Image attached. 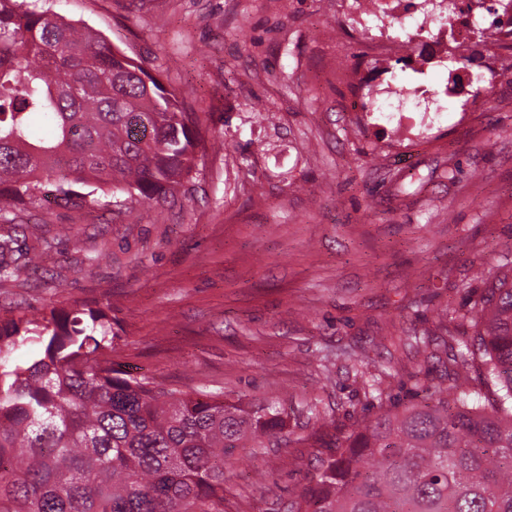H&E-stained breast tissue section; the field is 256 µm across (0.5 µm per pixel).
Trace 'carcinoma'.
<instances>
[{"mask_svg":"<svg viewBox=\"0 0 512 512\" xmlns=\"http://www.w3.org/2000/svg\"><path fill=\"white\" fill-rule=\"evenodd\" d=\"M93 29L26 0H0V198L33 203L45 186L82 207L74 184L154 200L203 148L200 118ZM41 126H35V120ZM31 262L0 234V276ZM448 323L468 322L450 375L429 401L384 406L338 438L288 512H512V281ZM439 336L410 344L437 356ZM29 344L36 355L12 361ZM284 410L158 388L112 362L98 308L0 317V512H227L224 459L282 432Z\"/></svg>","mask_w":512,"mask_h":512,"instance_id":"1","label":"carcinoma"}]
</instances>
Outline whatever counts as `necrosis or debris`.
<instances>
[{
	"mask_svg": "<svg viewBox=\"0 0 512 512\" xmlns=\"http://www.w3.org/2000/svg\"><path fill=\"white\" fill-rule=\"evenodd\" d=\"M354 32L371 55V71L352 70L356 111L370 115L371 131L393 133L394 147L432 135L440 126V101L454 94L465 112L478 110L483 100L472 86V74L461 54L474 34L495 31L500 46H512V0H372L370 7L352 11ZM415 59L412 76L393 74L388 62L394 52ZM449 67L446 88L425 80L432 67Z\"/></svg>",
	"mask_w": 512,
	"mask_h": 512,
	"instance_id": "4bbe7bcc",
	"label": "necrosis or debris"
}]
</instances>
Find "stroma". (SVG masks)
Instances as JSON below:
<instances>
[{
  "instance_id": "35a3bbf8",
  "label": "stroma",
  "mask_w": 512,
  "mask_h": 512,
  "mask_svg": "<svg viewBox=\"0 0 512 512\" xmlns=\"http://www.w3.org/2000/svg\"><path fill=\"white\" fill-rule=\"evenodd\" d=\"M141 62L202 120L208 148L161 201L8 205L33 261L0 316L103 309L120 369L165 389L284 409L278 441L224 466L228 512H280L312 471L303 437L448 387L450 350L414 374L406 337L488 295L470 268L512 251V72L488 107L443 99L405 152L353 120L336 72L362 60L338 0H46Z\"/></svg>"
}]
</instances>
